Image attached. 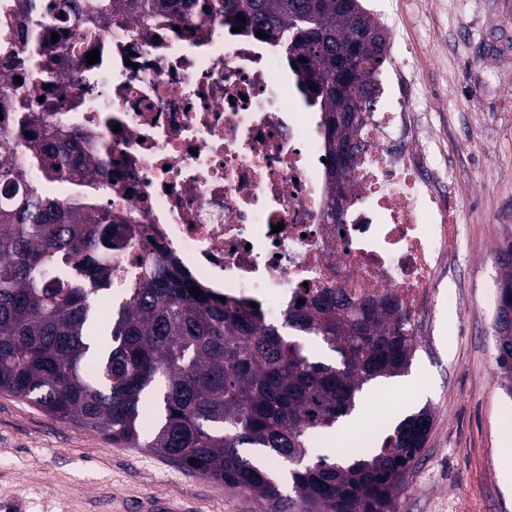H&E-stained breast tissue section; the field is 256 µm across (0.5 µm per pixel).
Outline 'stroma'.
Listing matches in <instances>:
<instances>
[{"instance_id":"obj_1","label":"stroma","mask_w":512,"mask_h":512,"mask_svg":"<svg viewBox=\"0 0 512 512\" xmlns=\"http://www.w3.org/2000/svg\"><path fill=\"white\" fill-rule=\"evenodd\" d=\"M381 26L412 46L415 75L432 100L419 122L448 165L457 250L437 274L416 351L403 374L366 386L335 433L378 419L390 432L429 408L433 424L400 496L399 512H512V438L489 326L512 231V0H364ZM146 493L191 498L195 512H277L249 492L176 468L143 448L51 419L0 393V504L21 512H104Z\"/></svg>"}]
</instances>
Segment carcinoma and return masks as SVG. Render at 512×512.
Here are the masks:
<instances>
[{
	"label": "carcinoma",
	"mask_w": 512,
	"mask_h": 512,
	"mask_svg": "<svg viewBox=\"0 0 512 512\" xmlns=\"http://www.w3.org/2000/svg\"><path fill=\"white\" fill-rule=\"evenodd\" d=\"M322 41L289 51L323 112L361 110L368 78L387 60V34L360 0H204L205 13L242 15L277 38L306 4ZM119 0H18L19 21L3 54L16 67L58 61L57 44L38 35L45 23L112 20ZM357 47L365 80L339 83L336 57ZM82 134L38 147L32 162L46 175L81 176ZM0 142V393L52 419L97 431L124 448H146L179 468L241 488L262 501L287 499L270 471L242 453L262 448L291 465L292 488L310 512H398V497L432 427L424 408L400 422L367 456L306 461L310 431L329 429L356 404L364 385L405 370L414 336L390 296L353 303L328 288L286 326L320 338L336 365L312 358L248 307L195 297V282L156 241L147 224L114 233L110 215H93L76 198L53 199L24 182ZM138 248L140 274L125 280L107 324L96 296L112 290L114 271L98 256ZM83 259L67 266L71 254ZM503 273L496 313L512 315V236L499 250ZM500 378L512 395V324L494 322Z\"/></svg>",
	"instance_id": "1"
}]
</instances>
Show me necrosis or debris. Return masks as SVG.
I'll use <instances>...</instances> for the list:
<instances>
[{
    "label": "necrosis or debris",
    "mask_w": 512,
    "mask_h": 512,
    "mask_svg": "<svg viewBox=\"0 0 512 512\" xmlns=\"http://www.w3.org/2000/svg\"><path fill=\"white\" fill-rule=\"evenodd\" d=\"M46 30L59 35L55 72L29 66L18 85L0 64V140L31 182L54 190L29 155L81 131L101 162L81 184L93 206L152 225L193 281L256 303L267 326L319 288L392 295L411 319L433 301L459 226L420 175L440 172L434 154L412 150L423 91L407 57H392L364 113L334 224L324 114L286 38L232 31L220 14L183 26L171 11Z\"/></svg>",
    "instance_id": "4bbe7bcc"
}]
</instances>
